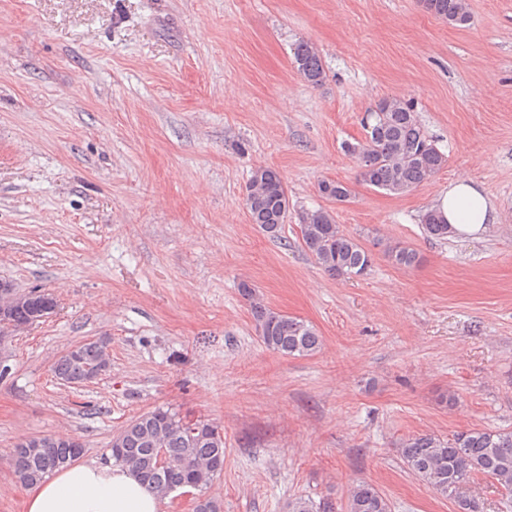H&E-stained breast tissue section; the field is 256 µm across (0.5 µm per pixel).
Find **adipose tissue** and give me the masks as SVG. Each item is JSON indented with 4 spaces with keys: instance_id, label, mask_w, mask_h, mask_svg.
<instances>
[{
    "instance_id": "adipose-tissue-1",
    "label": "adipose tissue",
    "mask_w": 512,
    "mask_h": 512,
    "mask_svg": "<svg viewBox=\"0 0 512 512\" xmlns=\"http://www.w3.org/2000/svg\"><path fill=\"white\" fill-rule=\"evenodd\" d=\"M431 209L458 240L484 237L500 221L495 203L465 177L440 190ZM24 512H159V500L128 467L75 461L34 484Z\"/></svg>"
}]
</instances>
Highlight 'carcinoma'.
Returning <instances> with one entry per match:
<instances>
[{
  "label": "carcinoma",
  "mask_w": 512,
  "mask_h": 512,
  "mask_svg": "<svg viewBox=\"0 0 512 512\" xmlns=\"http://www.w3.org/2000/svg\"><path fill=\"white\" fill-rule=\"evenodd\" d=\"M425 9L454 25L469 20L464 0H423ZM294 63L304 79L320 85L325 71L316 49L306 42L296 46ZM363 139L343 144L345 153L359 162L364 183L389 194L402 195L434 176L446 163V156L419 122L413 107L397 98L382 99L369 113ZM320 193L327 199L345 202L350 188L340 181L323 180ZM245 204L251 223L269 237L279 239L288 218V193L279 171L258 166L246 186ZM429 237L445 239L448 225L433 211L426 212L421 223ZM302 241L321 268L331 277L352 279L368 274L374 255L361 241L345 233L336 224L333 212L317 209L305 214L300 224ZM384 254L401 268L418 266L420 253L401 242L385 246ZM240 294L250 301L255 329L263 344L285 356H309L322 344L321 336L307 322L267 307L248 283L239 284ZM54 373L63 383L86 384L84 365L63 354L54 365ZM123 453L114 463L129 467L140 480L162 495L182 484L196 485L202 496L199 512H220V504L207 495V489L224 467L213 462L224 459V440L214 441L180 429L178 413L159 407L127 424L119 433ZM39 455L23 448L14 453L18 480L33 484L73 462L72 449L43 438ZM170 463H159V451ZM398 453L407 469L426 482L433 491L456 503L458 512H481L480 500L463 491L475 474L490 477L512 495V431L471 428L445 440L434 434L412 435L402 440ZM288 512H335L329 501L315 502L296 497L288 502ZM348 512H390L387 498L373 485L361 483L350 492Z\"/></svg>",
  "instance_id": "cac0c4a2"
}]
</instances>
